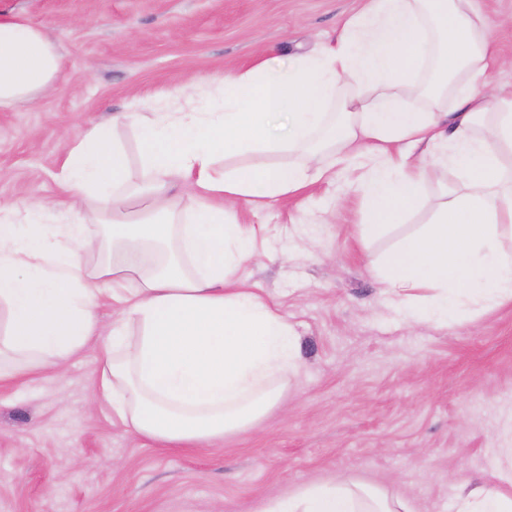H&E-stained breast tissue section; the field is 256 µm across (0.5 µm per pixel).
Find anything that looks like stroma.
<instances>
[{"label":"stroma","mask_w":512,"mask_h":512,"mask_svg":"<svg viewBox=\"0 0 512 512\" xmlns=\"http://www.w3.org/2000/svg\"><path fill=\"white\" fill-rule=\"evenodd\" d=\"M43 27L65 56L53 90L0 112V204L58 200L69 145L96 123L141 168L147 106L204 107L226 71L334 42L362 0H0ZM512 89V0H483ZM195 92L184 93L188 76ZM425 166L416 210L370 235L345 181L318 182L270 207L238 206L262 257L237 276L287 316L300 368L283 408L247 431L161 448L129 429L99 392L105 339L62 367L0 381V512H253L312 480L352 479L453 512L464 483L512 448V301L460 321L406 325L372 262L430 224L458 177Z\"/></svg>","instance_id":"obj_1"}]
</instances>
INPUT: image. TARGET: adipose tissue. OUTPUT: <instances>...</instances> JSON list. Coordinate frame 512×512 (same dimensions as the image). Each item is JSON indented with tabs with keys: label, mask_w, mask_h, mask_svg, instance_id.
I'll return each mask as SVG.
<instances>
[{
	"label": "adipose tissue",
	"mask_w": 512,
	"mask_h": 512,
	"mask_svg": "<svg viewBox=\"0 0 512 512\" xmlns=\"http://www.w3.org/2000/svg\"><path fill=\"white\" fill-rule=\"evenodd\" d=\"M503 64L481 0H363L335 45L226 72L219 111L142 116V169L106 126H90L57 176L65 200L0 204V377L60 365L104 336L101 392L135 432L178 448L245 431L284 405L299 363L287 317L236 276L259 253L235 205L261 210L360 169L373 234L415 208L419 147L462 185L443 190L432 224L378 264L406 322L512 300V90L489 80ZM61 71L42 28L0 12V110L47 92ZM227 156L247 163L219 170ZM182 197L194 203L187 218L174 208ZM90 202L103 235L56 223ZM43 220L44 231H18ZM106 300L121 311L104 327ZM454 510L512 512V493L482 483ZM255 512L411 510L344 480L308 482Z\"/></svg>",
	"instance_id": "1"
}]
</instances>
